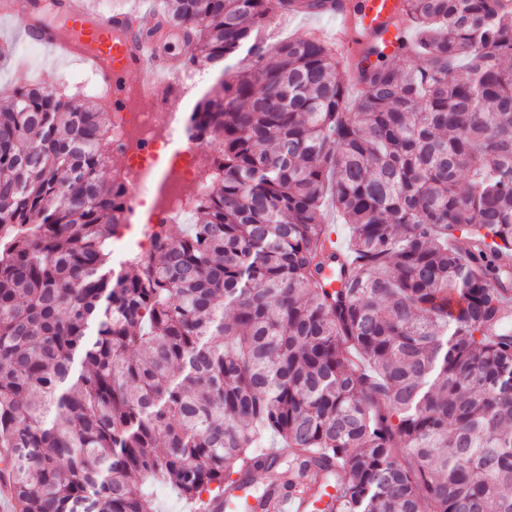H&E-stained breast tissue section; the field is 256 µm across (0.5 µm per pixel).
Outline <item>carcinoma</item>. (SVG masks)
<instances>
[{
    "label": "carcinoma",
    "instance_id": "carcinoma-1",
    "mask_svg": "<svg viewBox=\"0 0 512 512\" xmlns=\"http://www.w3.org/2000/svg\"><path fill=\"white\" fill-rule=\"evenodd\" d=\"M336 0H280L323 14ZM397 69L269 0H161L221 73L194 222L115 261L102 97L0 109V476L14 512H157L254 471L325 512H512V0H402ZM379 56L370 61L372 55ZM349 228L345 249L324 205ZM336 266L339 287L324 270ZM152 490L156 496L158 512H186L188 502L169 487L155 485Z\"/></svg>",
    "mask_w": 512,
    "mask_h": 512
}]
</instances>
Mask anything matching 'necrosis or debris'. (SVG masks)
Masks as SVG:
<instances>
[{
  "instance_id": "1",
  "label": "necrosis or debris",
  "mask_w": 512,
  "mask_h": 512,
  "mask_svg": "<svg viewBox=\"0 0 512 512\" xmlns=\"http://www.w3.org/2000/svg\"><path fill=\"white\" fill-rule=\"evenodd\" d=\"M112 140L125 147L130 160L133 189L127 208L139 228L138 245L145 249L160 225L187 222L181 188L194 181L206 144L188 133L184 119L164 99L143 112L116 113Z\"/></svg>"
}]
</instances>
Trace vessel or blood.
I'll list each match as a JSON object with an SVG mask.
<instances>
[{
  "label": "vessel or blood",
  "instance_id": "vessel-or-blood-1",
  "mask_svg": "<svg viewBox=\"0 0 512 512\" xmlns=\"http://www.w3.org/2000/svg\"><path fill=\"white\" fill-rule=\"evenodd\" d=\"M400 0H360L358 12L340 8L335 12L336 32L332 39L341 55H349V34L354 25L376 34L386 50H393V31L399 26ZM66 9L80 37L63 36L44 29L36 41L53 55L72 59L100 75L112 97L114 110H123L128 97L149 102L175 94L174 85L165 77L169 61L159 51L156 40L141 35L138 15L99 14L91 0H67ZM209 512H264L263 498L251 492L250 482H243L224 495L215 497Z\"/></svg>",
  "mask_w": 512,
  "mask_h": 512
}]
</instances>
